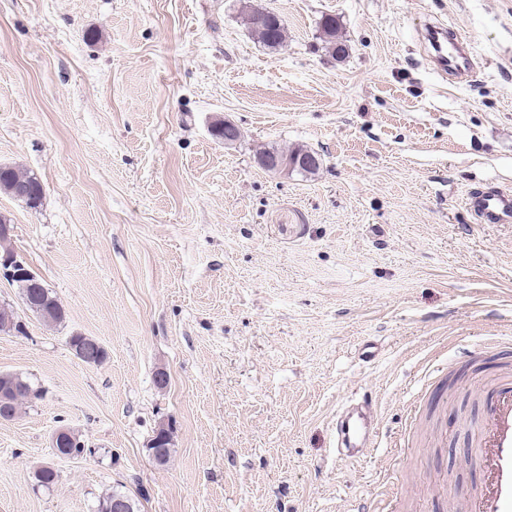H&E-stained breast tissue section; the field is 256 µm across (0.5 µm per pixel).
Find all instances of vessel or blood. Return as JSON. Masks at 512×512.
I'll return each mask as SVG.
<instances>
[{"label":"vessel or blood","instance_id":"vessel-or-blood-1","mask_svg":"<svg viewBox=\"0 0 512 512\" xmlns=\"http://www.w3.org/2000/svg\"><path fill=\"white\" fill-rule=\"evenodd\" d=\"M430 41L435 66L452 77L467 74L472 66L468 44L452 29L432 27ZM465 205L482 224H512V192L481 190L467 196ZM338 415L336 448L347 457L374 445L377 429L365 410ZM477 465L485 474L483 486L470 492L465 512H512V375L497 377L485 397V413L474 449Z\"/></svg>","mask_w":512,"mask_h":512}]
</instances>
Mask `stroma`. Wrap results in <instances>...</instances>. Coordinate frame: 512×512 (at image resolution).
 I'll use <instances>...</instances> for the list:
<instances>
[{"label":"stroma","mask_w":512,"mask_h":512,"mask_svg":"<svg viewBox=\"0 0 512 512\" xmlns=\"http://www.w3.org/2000/svg\"><path fill=\"white\" fill-rule=\"evenodd\" d=\"M430 23L470 42L469 78L435 69ZM294 147L316 174L256 161ZM0 164L45 188L35 210L0 192V216L66 309L46 326L0 278L24 326L0 372L42 392L0 422V512H95L115 488L140 512H355L389 480L396 512H449L441 482L480 484L512 224L465 199L512 191V0H0ZM75 333L106 360L75 357ZM365 395L377 442L340 458L336 414ZM62 425L92 454L54 455ZM259 11L260 10L250 8L249 10H245L243 13V21L252 35H254L260 42L264 43L268 47L276 49L285 46L288 39L285 26L281 24V26L277 29L270 30L266 27L258 25L255 17ZM323 23L325 29L324 42L326 43L331 54L335 57H343L346 53V40H344L336 18L325 16L322 18L321 24ZM320 24V25H321Z\"/></svg>","instance_id":"1"}]
</instances>
